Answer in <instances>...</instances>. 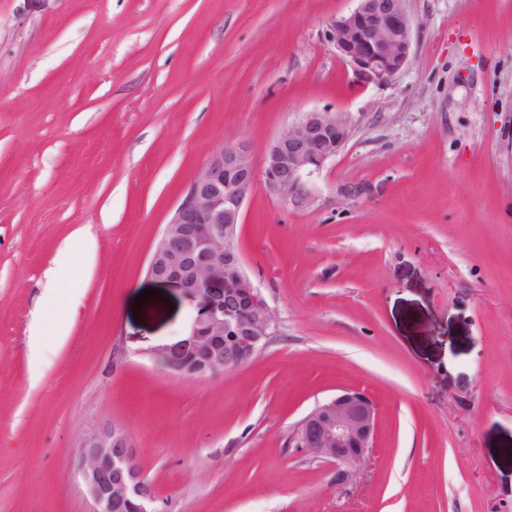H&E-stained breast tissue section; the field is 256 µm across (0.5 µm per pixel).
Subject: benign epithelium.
Listing matches in <instances>:
<instances>
[{
	"label": "benign epithelium",
	"instance_id": "1",
	"mask_svg": "<svg viewBox=\"0 0 512 512\" xmlns=\"http://www.w3.org/2000/svg\"><path fill=\"white\" fill-rule=\"evenodd\" d=\"M329 19L324 38L364 86L389 84L409 66L414 23L408 0H356ZM355 122L348 112H305L268 146L262 170L269 192L296 210L312 207L315 178L346 146ZM257 172L244 142L213 150L165 225L147 274L194 305L196 316L176 341L153 356L185 377L220 376L249 363L269 342L276 318L246 272L237 244ZM378 409L363 391L344 389L316 406L289 445L357 476L374 447ZM81 476L92 512H159L157 493L135 461L126 431L105 427L82 445Z\"/></svg>",
	"mask_w": 512,
	"mask_h": 512
}]
</instances>
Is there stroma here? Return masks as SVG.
Here are the masks:
<instances>
[{
    "label": "stroma",
    "instance_id": "stroma-1",
    "mask_svg": "<svg viewBox=\"0 0 512 512\" xmlns=\"http://www.w3.org/2000/svg\"><path fill=\"white\" fill-rule=\"evenodd\" d=\"M355 6L0 0V512H92L80 446L112 425L162 512H512V0H409L411 63L367 87L322 38ZM322 109L355 130L315 207L259 182L238 230L274 335L170 372L151 351L195 311L147 267L186 187ZM80 227L94 260L48 289ZM55 294L66 336H32ZM344 388L379 412L346 483L288 446Z\"/></svg>",
    "mask_w": 512,
    "mask_h": 512
}]
</instances>
